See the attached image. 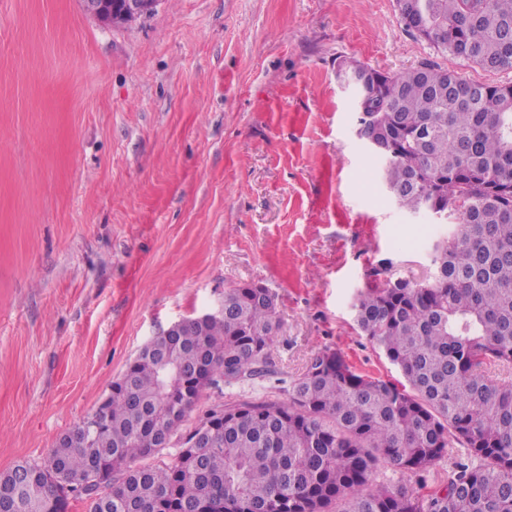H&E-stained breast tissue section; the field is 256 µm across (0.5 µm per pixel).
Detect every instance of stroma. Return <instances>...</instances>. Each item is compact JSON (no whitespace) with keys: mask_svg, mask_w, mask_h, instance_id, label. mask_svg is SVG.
Here are the masks:
<instances>
[{"mask_svg":"<svg viewBox=\"0 0 512 512\" xmlns=\"http://www.w3.org/2000/svg\"><path fill=\"white\" fill-rule=\"evenodd\" d=\"M347 59L512 83L405 31L395 0H160L115 25L81 0H0V472L46 457L154 336L244 283L276 295L288 398L324 347L392 382L353 304L424 280L454 224L399 207L356 136Z\"/></svg>","mask_w":512,"mask_h":512,"instance_id":"35a3bbf8","label":"stroma"}]
</instances>
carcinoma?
Masks as SVG:
<instances>
[{"label":"carcinoma","instance_id":"carcinoma-1","mask_svg":"<svg viewBox=\"0 0 512 512\" xmlns=\"http://www.w3.org/2000/svg\"><path fill=\"white\" fill-rule=\"evenodd\" d=\"M405 28L488 71L512 70V0H406ZM359 126L375 136L396 203L429 204L457 224L434 245L426 282L387 279L360 292L355 320L406 384L367 376L329 347L288 401L224 408L174 462L134 466L177 435L207 388L272 373L281 322L275 294L224 291V316L151 339L112 383L91 438L77 426L48 456L0 473V512H66L58 490L82 487L88 512H512V85L475 83L431 63L373 84ZM461 447L446 479L422 493L379 484L382 464L421 475Z\"/></svg>","mask_w":512,"mask_h":512}]
</instances>
